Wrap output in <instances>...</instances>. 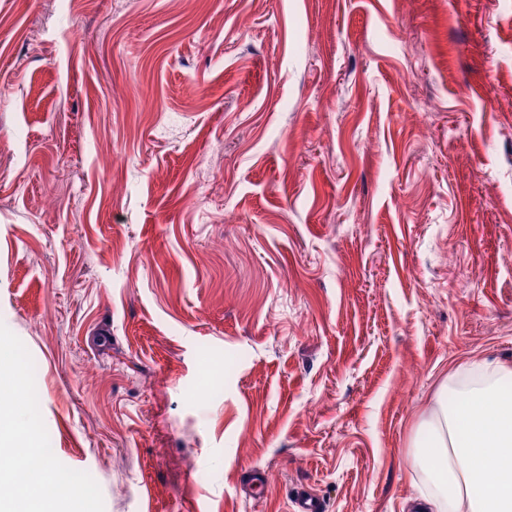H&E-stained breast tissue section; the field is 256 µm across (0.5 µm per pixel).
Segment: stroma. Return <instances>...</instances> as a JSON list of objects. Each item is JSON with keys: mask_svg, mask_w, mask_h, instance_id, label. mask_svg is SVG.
Wrapping results in <instances>:
<instances>
[{"mask_svg": "<svg viewBox=\"0 0 512 512\" xmlns=\"http://www.w3.org/2000/svg\"><path fill=\"white\" fill-rule=\"evenodd\" d=\"M0 359L86 512H413L512 363V0H0Z\"/></svg>", "mask_w": 512, "mask_h": 512, "instance_id": "obj_1", "label": "stroma"}]
</instances>
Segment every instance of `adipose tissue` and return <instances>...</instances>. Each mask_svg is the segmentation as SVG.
Instances as JSON below:
<instances>
[{"mask_svg":"<svg viewBox=\"0 0 512 512\" xmlns=\"http://www.w3.org/2000/svg\"><path fill=\"white\" fill-rule=\"evenodd\" d=\"M453 376L475 374L483 384L465 392L456 407L440 399L417 432L414 455L427 476L418 496L422 512H512V365L471 358L452 371ZM28 462L17 455L13 466L0 470L13 498L0 512H59L44 496L45 486L58 474L42 461L37 479L21 482L16 470Z\"/></svg>","mask_w":512,"mask_h":512,"instance_id":"obj_1","label":"adipose tissue"}]
</instances>
